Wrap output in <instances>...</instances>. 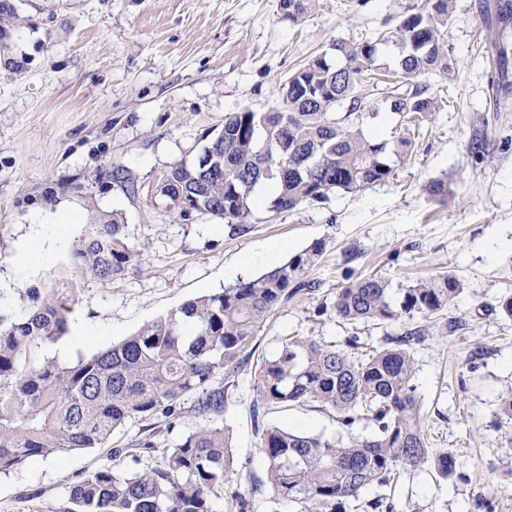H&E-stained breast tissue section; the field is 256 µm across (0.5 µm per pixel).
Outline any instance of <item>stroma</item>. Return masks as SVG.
Segmentation results:
<instances>
[{"mask_svg":"<svg viewBox=\"0 0 512 512\" xmlns=\"http://www.w3.org/2000/svg\"><path fill=\"white\" fill-rule=\"evenodd\" d=\"M12 2L17 18L0 62V315L26 314V289L53 283L98 211L123 212L140 269L80 285L70 319L99 333L73 348L76 357L234 284L229 269L265 245L283 244L289 256L324 242L308 275L314 291L266 322L223 416L234 458L225 493L248 498L250 512H295L265 482L267 460L251 412L259 359L274 357L282 339L296 334L339 343L355 331L369 348L383 333L399 332L396 324L382 331L339 323L332 304L346 270L382 276L396 290L455 274L465 290L449 314L461 330L432 323L412 354L430 446L455 456L456 473L442 481L425 464L364 497H382L394 512H512V425L500 415L502 400L512 396V319L497 308L512 291V100H496L498 72L485 52L496 30L495 0H457L446 39L451 71L431 79L450 103L411 159H391L388 181L280 213L258 202L244 235L207 216L175 218L147 189L168 163L196 160L225 113L275 106L292 72L336 40L358 41L395 24L411 0H319L300 25L278 12L277 0ZM478 133L489 151L480 164L471 154ZM117 165L135 176L138 195L113 183ZM440 177L451 190L443 203L423 190ZM63 216L70 222L52 260L18 273L15 256L32 223ZM265 420L327 438L339 432L334 412L310 406L273 409ZM141 428L129 421L107 447L1 473L0 512H63L65 476L115 464L155 466L146 455L112 460L111 448L126 447Z\"/></svg>","mask_w":512,"mask_h":512,"instance_id":"stroma-1","label":"stroma"}]
</instances>
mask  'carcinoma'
<instances>
[{"label":"carcinoma","instance_id":"1","mask_svg":"<svg viewBox=\"0 0 512 512\" xmlns=\"http://www.w3.org/2000/svg\"><path fill=\"white\" fill-rule=\"evenodd\" d=\"M317 7L318 0H288L285 17L300 24ZM455 9L456 0H419L392 31L336 41V60L324 52L296 70L279 104L264 112L225 113L196 161H175L156 177L151 199L181 219L187 203L193 214L246 234L253 192L262 183L276 189L270 208L288 211L389 180L387 155L411 157L416 135L445 107L426 78L448 75L445 38ZM496 22L512 26V0H497ZM389 42L402 51L387 54ZM487 53L501 69L496 93L506 98L512 94V48L492 41ZM381 83L398 117L390 141L362 129L371 92ZM344 102L347 111L338 117L334 109ZM112 179L129 196L138 194L128 170L116 169ZM425 191L446 201L448 179L430 180ZM125 228L118 211L95 216L61 277L107 282L137 269ZM324 250L325 243L316 242L263 275L186 301L70 366L48 359L35 364L32 355L67 333L75 289H27V314L8 323L0 318V472L36 457L101 448L114 430L138 418L147 422L144 436L112 449V456L137 461L142 453H158L162 461L144 471L99 469L71 478L66 512H212L210 501L224 497L233 464L229 435L222 426L205 425L161 448V428L173 427L188 402L205 418L224 413L225 391L253 356L259 332L276 310L315 288L307 275ZM463 290L461 279L442 272L413 282L396 299L380 276L348 277L332 305L343 324L403 319L410 327L364 353L355 335L341 345L312 336L282 339L280 352L257 370L254 409L315 404L336 413L341 432L328 439L277 425L262 428L267 482L279 497L297 504L298 512L313 504L336 512L368 488L427 462L444 481L454 474L452 455L428 448L411 346L425 341L432 319L445 315ZM361 425L372 435L355 434Z\"/></svg>","mask_w":512,"mask_h":512}]
</instances>
